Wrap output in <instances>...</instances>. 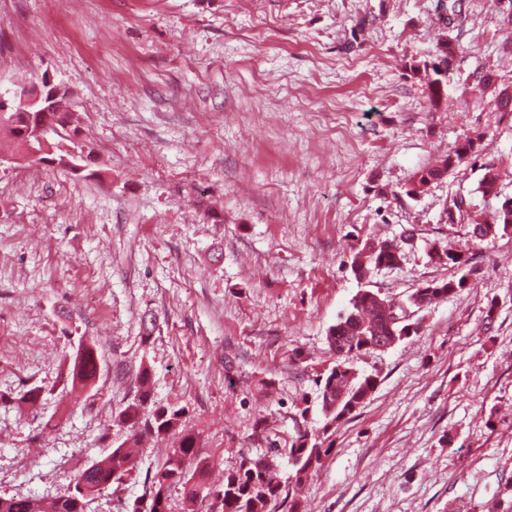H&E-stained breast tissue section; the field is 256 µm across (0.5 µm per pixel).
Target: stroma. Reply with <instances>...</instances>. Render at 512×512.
I'll return each instance as SVG.
<instances>
[{
    "mask_svg": "<svg viewBox=\"0 0 512 512\" xmlns=\"http://www.w3.org/2000/svg\"><path fill=\"white\" fill-rule=\"evenodd\" d=\"M439 27L436 0H0V87L45 74L67 87L91 153L84 177L0 166V494L53 497L124 440L116 417L145 367L153 402L187 407L199 455L222 468L298 421L321 427L300 412L355 295L451 276L426 251L464 245L444 221L453 197L495 207L481 164L512 197V112L469 85L481 66L512 83V27L467 0L448 108L432 112L410 66ZM467 138L476 159L406 196ZM409 227L401 265L356 279L358 240ZM473 266L417 334L356 361L378 385L331 429L305 512H512V235ZM86 339L88 388L72 381ZM33 387L38 403H22ZM165 448L144 438L137 472L87 512L142 498ZM98 371L99 366L93 345L90 342H82L73 359V381L87 386L95 381Z\"/></svg>",
    "mask_w": 512,
    "mask_h": 512,
    "instance_id": "35a3bbf8",
    "label": "stroma"
}]
</instances>
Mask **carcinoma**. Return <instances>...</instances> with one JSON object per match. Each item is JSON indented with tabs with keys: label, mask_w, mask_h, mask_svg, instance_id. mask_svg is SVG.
Instances as JSON below:
<instances>
[{
	"label": "carcinoma",
	"mask_w": 512,
	"mask_h": 512,
	"mask_svg": "<svg viewBox=\"0 0 512 512\" xmlns=\"http://www.w3.org/2000/svg\"><path fill=\"white\" fill-rule=\"evenodd\" d=\"M464 8L465 0H438L436 11L445 29L452 30L454 19L462 15ZM455 53V40L448 34L438 43L431 60L410 65L412 72L423 74L427 80L428 106L432 112L448 108L447 89ZM471 88L480 98L492 95L500 111L512 112V84L498 83L492 71L476 70ZM4 100L11 111L0 112V128L9 129L17 151L15 160H27L32 147L40 152L37 161L71 169L74 155L83 154V146L77 142L79 117L65 109L67 96L60 94L52 98L44 104L45 112L24 105L20 90L7 94ZM476 151L473 139L457 144L434 166L417 172L407 195H420L430 183L446 178ZM482 170L479 189L486 195L499 185L501 173L493 165H484ZM456 223L467 224L465 246L449 249L434 245L426 255L452 266L460 276L427 281L405 300H389L388 309L383 308L377 293L363 290L353 298L351 309L328 329L327 344L335 361L316 372L314 378L324 417L322 431L298 429L283 438V445L273 448L268 456L241 454L238 464L224 471V481L215 485L210 481V473L217 462L212 457L198 455V435L183 427L186 407L154 405L146 390L149 370L145 368L139 377L143 390L119 414V420L128 429L122 443L111 447L101 459L74 471L67 484L49 500L24 494L0 495V512H85L88 503L104 492L117 493L124 477L135 471L140 437L161 438L176 433L180 434L177 446L169 449L165 461L147 476L146 495L126 512H171L169 501L175 489L181 491L183 499L198 505L199 512H278L281 508L285 512H301L293 490L328 454L329 449L324 447L328 431L361 407L378 385L377 376L359 372L354 362L387 341L397 343L410 337V317L473 287L469 276L473 274L471 264L476 250L487 238L512 232V210L496 208L483 218L459 212ZM403 259L401 246L368 238L353 254L350 267L357 278L363 279L382 268L398 266ZM98 371L93 345L81 343L73 359V381L87 386L95 381ZM282 458L291 467L286 485L273 477V470Z\"/></svg>",
	"instance_id": "1"
}]
</instances>
